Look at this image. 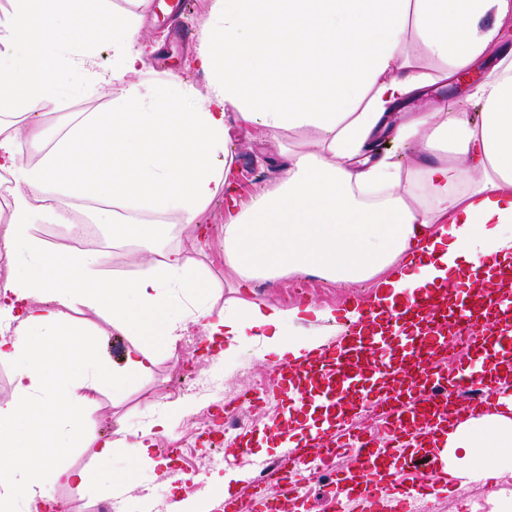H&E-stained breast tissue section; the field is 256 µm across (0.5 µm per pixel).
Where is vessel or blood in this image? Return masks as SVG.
<instances>
[{
    "instance_id": "obj_1",
    "label": "vessel or blood",
    "mask_w": 512,
    "mask_h": 512,
    "mask_svg": "<svg viewBox=\"0 0 512 512\" xmlns=\"http://www.w3.org/2000/svg\"><path fill=\"white\" fill-rule=\"evenodd\" d=\"M372 317L368 311L347 324L310 359L306 369L326 379L328 389L322 398L333 402L335 411L325 427L316 429L309 445L289 446L275 463L261 464L260 481L297 494L295 474L310 464L313 451L328 459L342 452L350 464L337 472V483L345 485L350 498L368 503L385 479L391 458L403 456L424 431L450 429L461 419L497 409L501 377L497 365L486 364L485 359L491 352L512 355V301H501L496 289H484L477 296L445 283L407 296L382 325H375ZM486 329L491 332L489 341L476 345L470 365L458 369L450 383L437 381L449 348ZM395 347L400 354L389 367L393 383L373 401L389 438L382 448L372 438L352 432L350 411L336 397L363 379L370 357L386 355ZM302 369L291 361L274 367L277 394L290 395Z\"/></svg>"
}]
</instances>
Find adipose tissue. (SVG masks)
Masks as SVG:
<instances>
[{"label":"adipose tissue","mask_w":512,"mask_h":512,"mask_svg":"<svg viewBox=\"0 0 512 512\" xmlns=\"http://www.w3.org/2000/svg\"><path fill=\"white\" fill-rule=\"evenodd\" d=\"M11 2L0 16V179L10 185L0 225L10 267L0 276V361L15 371L12 396L0 401V512H50L52 487L87 485L86 471L53 462L71 442L86 440L101 462L125 447L122 437L87 435L94 396L149 375L174 347L186 323L179 298L192 302L224 359L257 343L262 354L301 361L322 340L288 339L284 328L334 313L251 301L256 283L371 281L382 315L415 289L468 278V265L512 266V48L502 35L512 0H210L196 52L205 88L193 92L168 72L164 97L140 78L139 14L110 12L109 0ZM66 21L84 30L61 43L52 34ZM409 31L445 61L440 80L482 73L473 91L479 118L443 103L388 126L389 113L431 80L404 50ZM102 44L112 52L111 111L80 114L42 140L46 101L103 85L94 62ZM233 114L274 140L303 128L318 139L315 149L289 151L276 187L229 215L224 262L242 298L217 311L215 283L189 249L163 247L160 218L176 215L200 234L199 214L231 175ZM383 130L401 150L428 154L416 183L402 182L389 156L357 166ZM24 139L34 160L19 151ZM74 198L111 207L114 234L146 251L144 273L105 277L106 253L57 250L34 235L38 224L71 223ZM145 213L150 221L136 223ZM79 305L129 337L122 366L104 364L91 332L73 323ZM188 411L165 404L136 431L139 464L163 466L154 437ZM424 446L449 461L452 478L462 475L458 457L473 470H501L512 464V400Z\"/></svg>","instance_id":"obj_1"}]
</instances>
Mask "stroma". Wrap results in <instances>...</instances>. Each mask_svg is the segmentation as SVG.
<instances>
[{"instance_id": "35a3bbf8", "label": "stroma", "mask_w": 512, "mask_h": 512, "mask_svg": "<svg viewBox=\"0 0 512 512\" xmlns=\"http://www.w3.org/2000/svg\"><path fill=\"white\" fill-rule=\"evenodd\" d=\"M170 0H113L116 9L141 13L142 33L151 40L165 42L168 33L167 6ZM112 99L108 88H101L91 98L68 96L49 102L45 107L44 136L52 138L57 126L76 112H108ZM231 134L235 140L234 169L237 190L233 199L217 195L215 201L197 218L206 230V242L197 259L224 289L214 299L222 308L237 299L233 288L235 276L224 264V222L230 207H243L260 192L273 189L280 169L288 161L286 147L312 149L317 135L309 129L291 133L284 144L266 139L261 129L233 122ZM373 282L332 283L309 275L287 276L259 284L253 301L279 308L302 307L308 304L344 314L355 304L368 303ZM200 326L188 322L187 330L176 348L158 357L150 375L127 382L120 394L104 390L95 396L96 423L90 434L96 435L118 427L134 431L139 428L146 412L159 409L171 401H187L193 406L168 435L155 438L156 448H174L178 454L174 466L182 480L169 481L158 472L136 467L133 451L117 449L110 463L98 462L93 449L71 448L63 455L64 463L93 472L92 484L56 488V495L68 500L72 512H100L109 500L100 487L113 478L124 477L126 496L137 501L149 496L151 512H171L182 501L211 502L213 494L209 480L213 473L229 475L228 490L239 504H246L253 492L250 464L256 459L275 460L282 452L280 443L286 432L302 428L304 412L294 398L281 397L267 405L243 407L239 420L242 427L235 442H225L223 434H215L213 443H206L196 429L206 412L222 417L224 407L235 402L246 389H259L272 383V358L260 359L254 350L243 351L235 359L223 361L200 356ZM348 457L336 459L334 469L309 475L300 470L298 477L306 496L296 512H334L337 489L335 469L346 468ZM512 492V471L507 470L495 484H485L463 477L453 480L450 490L431 489L429 498L437 512H480L491 507L497 512L504 491Z\"/></svg>"}]
</instances>
